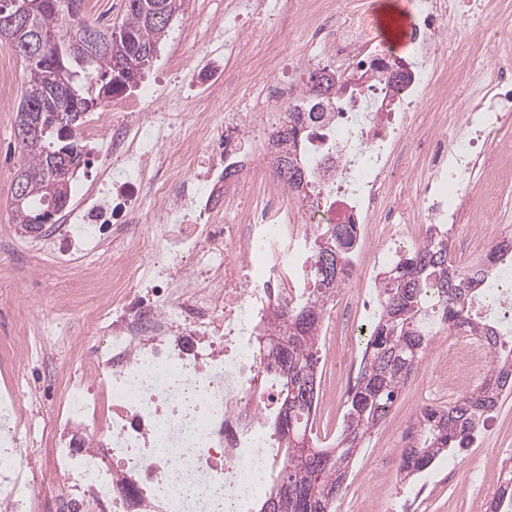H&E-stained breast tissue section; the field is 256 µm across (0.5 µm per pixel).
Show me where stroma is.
<instances>
[{
    "label": "stroma",
    "instance_id": "stroma-1",
    "mask_svg": "<svg viewBox=\"0 0 512 512\" xmlns=\"http://www.w3.org/2000/svg\"><path fill=\"white\" fill-rule=\"evenodd\" d=\"M226 4L227 0H188L185 12L173 17L160 54L175 55L179 64L164 72L151 67L145 77L147 83L156 84L158 97H167L176 85L184 84L187 67L205 64L210 33L223 24ZM296 26L292 17L276 25L255 20L241 51L256 57L283 46L301 52L303 38L291 35ZM1 69L10 73L12 92L7 99H0V344L22 340L27 345L20 381L36 404L34 415L41 431L23 436V448L43 494L42 512H55L63 485L49 467L41 433L54 426L53 414L63 397L64 380L77 358L89 354L97 342L90 316L103 290L79 280L41 248L38 238L22 233L13 222V178L20 162L15 117L23 94V64L0 46ZM497 206L495 219L473 218L454 226L450 237L458 245L461 267L471 266L492 243L512 234V191L499 196ZM373 296L374 273L367 265L352 286L351 304L333 303L327 313L334 349L364 347L370 324L364 304ZM437 361V353L425 352L392 412L367 438L337 512H371L376 499L385 496L399 506L412 501L411 512H479L485 497L482 473L492 470L498 452L512 450V394L503 398L467 448L412 479L397 478L402 436L420 408L422 388L436 376ZM319 376V391L325 399L317 409L315 428L319 435L332 438L344 419L349 385L333 368H321Z\"/></svg>",
    "mask_w": 512,
    "mask_h": 512
}]
</instances>
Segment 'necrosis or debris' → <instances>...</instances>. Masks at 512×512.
Here are the masks:
<instances>
[{"label":"necrosis or debris","instance_id":"1","mask_svg":"<svg viewBox=\"0 0 512 512\" xmlns=\"http://www.w3.org/2000/svg\"><path fill=\"white\" fill-rule=\"evenodd\" d=\"M487 6L414 0L410 52L397 57L382 50L367 0H308V28L330 13L336 26L307 43L301 69L331 68V91L314 95L292 84L282 48L239 72L245 84L266 75L265 107L177 129L148 90L135 120H120L107 103L81 130L96 166L90 190L66 216L79 231L44 244L86 281L111 283L112 293L92 317L104 350L93 366L71 371L49 442L67 512H247L285 462L263 426L278 395L259 339L270 335L275 308L310 293L313 237L330 224L353 225L355 241L365 237L408 112L449 98L463 125L418 141L428 163L413 198L422 230L404 223L401 205L389 207L395 229L382 259L473 211L490 212L502 188L491 182L483 199L475 197L489 154L512 151L504 135L512 126V32L496 26ZM452 18L492 52L490 62L450 55ZM396 71L404 79L394 87L388 77ZM291 112L310 115L304 159L313 192L285 206L276 197L288 187L277 181L271 198L252 205L240 187H223L230 168L275 172L276 157L250 133L271 130ZM115 161L126 168L120 182L110 176ZM159 161L183 180L159 178ZM230 212L232 224L224 221ZM127 218L144 225L142 236L113 239L111 264L87 263L101 249L103 226ZM27 403L18 390L0 392V418L10 424L0 436V512H37L35 481L22 477Z\"/></svg>","mask_w":512,"mask_h":512}]
</instances>
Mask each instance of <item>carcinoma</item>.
I'll list each match as a JSON object with an SVG mask.
<instances>
[{
    "instance_id": "1",
    "label": "carcinoma",
    "mask_w": 512,
    "mask_h": 512,
    "mask_svg": "<svg viewBox=\"0 0 512 512\" xmlns=\"http://www.w3.org/2000/svg\"><path fill=\"white\" fill-rule=\"evenodd\" d=\"M56 6L26 15L27 27L6 44L24 65V91L16 111L15 131L38 119L41 133L17 141L24 157L20 170L45 171L48 176L26 183L23 196L14 198V223L30 229L36 219L56 203L66 206L71 194L72 170L82 156L80 130L83 120L73 121L67 107L100 98L103 80L112 76V92L125 93L139 86L153 56L164 41L172 18L184 11L186 0H125L118 23L116 50L99 53L92 60L66 58L51 66L27 57L21 46L28 36L41 31L68 39L90 25L83 14H73L72 0H55ZM151 57L135 78L114 68V57H136L141 50ZM301 112L288 113L273 136L290 150L304 129ZM277 168V178L295 186L305 180V169L288 158ZM319 239L331 249L314 243L317 294L273 316L276 341L269 342L268 369L280 389L274 418V436L284 442L288 457L275 479L287 487L285 512H336V502L357 452L371 431L392 410L402 389L431 345L432 331L450 333L469 324L488 345L490 368L479 384L453 405L424 408L403 436L399 450V472L411 477L428 469L452 448H465L502 396L512 392V335L504 336L489 321L468 322L469 305L489 297L488 279L501 263L512 264V242L494 243L474 266L476 273L453 264L447 242L431 241L410 249L385 272L377 288L378 315L369 327L363 365L347 392V410L341 431L331 447L320 448L307 431L308 419L317 400V374L321 361L320 330L328 307L342 288L340 274L345 249L353 235L348 224L328 227ZM489 512H512V486L504 485L489 502Z\"/></svg>"
}]
</instances>
